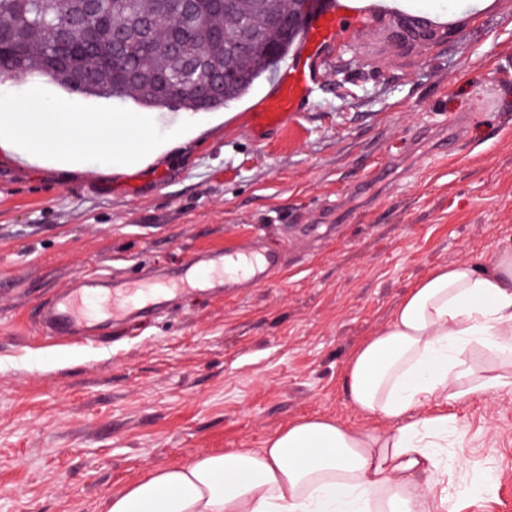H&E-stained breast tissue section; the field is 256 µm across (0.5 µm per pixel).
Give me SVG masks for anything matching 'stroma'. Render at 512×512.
Masks as SVG:
<instances>
[{
	"instance_id": "stroma-1",
	"label": "stroma",
	"mask_w": 512,
	"mask_h": 512,
	"mask_svg": "<svg viewBox=\"0 0 512 512\" xmlns=\"http://www.w3.org/2000/svg\"><path fill=\"white\" fill-rule=\"evenodd\" d=\"M313 104L258 141L260 79L181 157L121 173L0 159V512H106L149 471L260 448L294 420L365 418L344 384L435 268L484 265L512 239V0L434 41L348 23ZM40 92L135 112L42 78L0 75V110ZM456 140L440 150L442 137ZM264 231L281 270L196 296L130 334L38 333L39 307L82 274L173 265ZM447 512H512V393L449 407Z\"/></svg>"
}]
</instances>
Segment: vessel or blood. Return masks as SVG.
Returning <instances> with one entry per match:
<instances>
[{
  "label": "vessel or blood",
  "instance_id": "vessel-or-blood-1",
  "mask_svg": "<svg viewBox=\"0 0 512 512\" xmlns=\"http://www.w3.org/2000/svg\"><path fill=\"white\" fill-rule=\"evenodd\" d=\"M352 17L338 0H316L290 61L252 113L253 130L283 127L305 112L321 89L324 72L335 65L330 49L340 45L342 28ZM392 22L413 41L429 39L434 32L414 13L396 15ZM282 264V251L253 246L193 253L180 265L132 275L81 276L40 309L39 326L48 336L90 335L96 316L115 323L150 319L171 309L184 294L222 296L261 285Z\"/></svg>",
  "mask_w": 512,
  "mask_h": 512
}]
</instances>
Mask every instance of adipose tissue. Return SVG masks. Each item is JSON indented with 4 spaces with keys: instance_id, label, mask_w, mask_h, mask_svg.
<instances>
[{
    "instance_id": "1",
    "label": "adipose tissue",
    "mask_w": 512,
    "mask_h": 512,
    "mask_svg": "<svg viewBox=\"0 0 512 512\" xmlns=\"http://www.w3.org/2000/svg\"><path fill=\"white\" fill-rule=\"evenodd\" d=\"M44 104L35 96L26 111L0 113V157L120 173L182 155L210 126L206 112H47ZM477 349L502 372L481 375ZM345 384L353 405L388 422L387 432L300 419L263 447L150 471L113 494L107 512H444L449 418L423 408L512 389V243L488 264L453 263L419 281L386 328L352 352Z\"/></svg>"
}]
</instances>
